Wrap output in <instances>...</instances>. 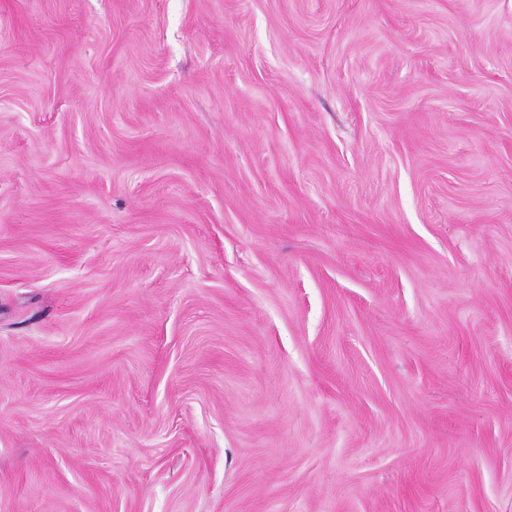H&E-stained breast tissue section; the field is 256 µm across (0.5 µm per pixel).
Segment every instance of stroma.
I'll use <instances>...</instances> for the list:
<instances>
[{"mask_svg": "<svg viewBox=\"0 0 512 512\" xmlns=\"http://www.w3.org/2000/svg\"><path fill=\"white\" fill-rule=\"evenodd\" d=\"M0 512H512V0H0Z\"/></svg>", "mask_w": 512, "mask_h": 512, "instance_id": "obj_1", "label": "stroma"}]
</instances>
